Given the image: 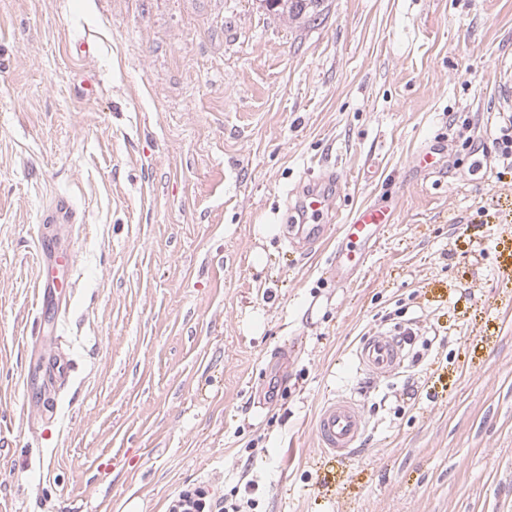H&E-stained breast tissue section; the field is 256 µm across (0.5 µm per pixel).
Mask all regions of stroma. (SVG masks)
<instances>
[{
    "label": "stroma",
    "mask_w": 512,
    "mask_h": 512,
    "mask_svg": "<svg viewBox=\"0 0 512 512\" xmlns=\"http://www.w3.org/2000/svg\"><path fill=\"white\" fill-rule=\"evenodd\" d=\"M507 56L512 0H324L300 27L262 0H0V512H169L198 487L246 512H512ZM331 172L341 215L395 204L343 288L332 243L254 232ZM58 196L80 223L45 222ZM42 283L66 314L37 311ZM410 323L417 364L358 373L363 336ZM343 393L370 428L338 458L313 421ZM498 101L500 112H512V60L501 62ZM492 146L500 154L503 160L512 164V117L508 122H504L498 129V133L492 139ZM509 160V162H508Z\"/></svg>",
    "instance_id": "obj_1"
}]
</instances>
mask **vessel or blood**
Listing matches in <instances>:
<instances>
[{
	"instance_id": "1",
	"label": "vessel or blood",
	"mask_w": 512,
	"mask_h": 512,
	"mask_svg": "<svg viewBox=\"0 0 512 512\" xmlns=\"http://www.w3.org/2000/svg\"><path fill=\"white\" fill-rule=\"evenodd\" d=\"M499 109L512 112V60L502 61L498 86ZM297 210L301 216L299 225L290 226L289 243L308 250L324 240L328 232H335L336 246L332 250L329 271L337 286L351 284L355 274L380 237L385 224L391 221V209L374 203L358 210L338 226H331L333 200L327 193L310 187L303 191ZM355 360L363 371L376 378H386L400 370L406 357L404 346L396 333L378 330L364 337L355 352ZM46 370L49 379L46 387L55 390L68 373L64 357H51ZM47 392V394H48ZM47 394L39 396L41 405H48ZM368 422L362 404L355 397L340 395L329 399L321 408L315 436L324 452L347 456L366 434Z\"/></svg>"
}]
</instances>
